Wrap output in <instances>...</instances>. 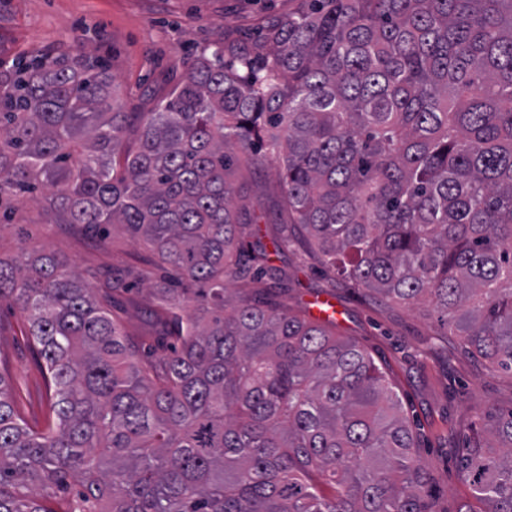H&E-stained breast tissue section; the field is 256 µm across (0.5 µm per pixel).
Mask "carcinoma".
I'll return each mask as SVG.
<instances>
[{"label": "carcinoma", "mask_w": 512, "mask_h": 512, "mask_svg": "<svg viewBox=\"0 0 512 512\" xmlns=\"http://www.w3.org/2000/svg\"><path fill=\"white\" fill-rule=\"evenodd\" d=\"M266 47L194 59L150 112L78 58L0 62V226L23 197L49 224L107 226L158 256L154 343L55 251L0 255L51 401L42 427L0 374V512H432L412 428L332 316L284 310L235 164L278 151L294 234L339 276L433 303L512 373V0H299ZM238 283L239 299L224 281ZM460 450L482 509L512 512V409Z\"/></svg>", "instance_id": "obj_1"}]
</instances>
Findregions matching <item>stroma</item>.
I'll list each match as a JSON object with an SVG mask.
<instances>
[{"label": "stroma", "mask_w": 512, "mask_h": 512, "mask_svg": "<svg viewBox=\"0 0 512 512\" xmlns=\"http://www.w3.org/2000/svg\"><path fill=\"white\" fill-rule=\"evenodd\" d=\"M295 7L294 0H0V59L94 53L110 68L119 99L148 112L198 54L222 43L255 44L268 21L287 17ZM232 181L236 206L252 213L264 234L286 231L275 162L236 168ZM22 212L28 224L1 228V248L14 249L17 233H24L29 246L68 257L95 287L100 272L135 267L138 287L115 293L112 313L130 333L156 334L147 287L159 283L162 271L148 248L117 229L95 236L45 223L41 208L29 202ZM272 263L288 271L289 307L312 309L318 300L330 299L339 313L337 335L364 346L395 384L418 433L434 512L475 506L459 476L458 450L473 430L488 427V410L512 409V374L492 368L468 353L460 337L446 334L429 302L408 306L334 279L297 244L273 256ZM24 326L16 306L0 305V369L20 414L31 423L45 410L48 392L43 363Z\"/></svg>", "instance_id": "35a3bbf8"}]
</instances>
